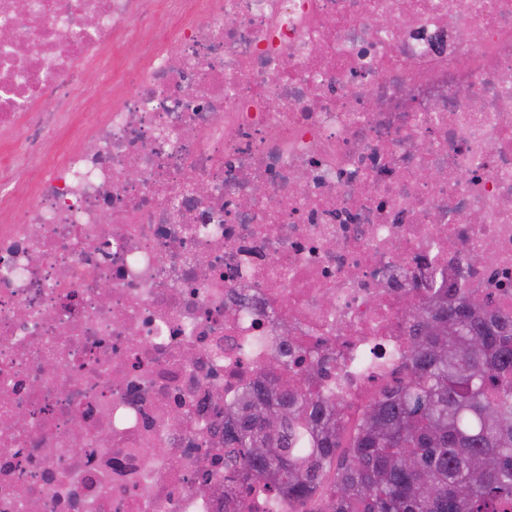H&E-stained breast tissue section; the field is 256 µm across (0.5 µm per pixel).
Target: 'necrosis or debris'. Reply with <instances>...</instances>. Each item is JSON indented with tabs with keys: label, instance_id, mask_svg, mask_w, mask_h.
Masks as SVG:
<instances>
[{
	"label": "necrosis or debris",
	"instance_id": "necrosis-or-debris-1",
	"mask_svg": "<svg viewBox=\"0 0 512 512\" xmlns=\"http://www.w3.org/2000/svg\"><path fill=\"white\" fill-rule=\"evenodd\" d=\"M165 8L147 43L153 0H0V512H224L273 357L354 412L437 287L512 320V0ZM110 75L88 66L80 82L76 86L77 93L85 102V106H103L111 98Z\"/></svg>",
	"mask_w": 512,
	"mask_h": 512
}]
</instances>
